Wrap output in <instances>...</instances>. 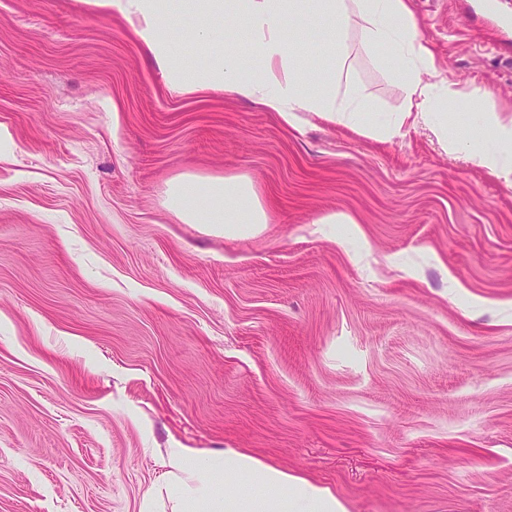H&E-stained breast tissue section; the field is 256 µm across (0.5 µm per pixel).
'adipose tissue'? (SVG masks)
<instances>
[{
  "instance_id": "ef3b65f1",
  "label": "adipose tissue",
  "mask_w": 512,
  "mask_h": 512,
  "mask_svg": "<svg viewBox=\"0 0 512 512\" xmlns=\"http://www.w3.org/2000/svg\"><path fill=\"white\" fill-rule=\"evenodd\" d=\"M102 13H117L130 21L135 33L154 56L165 85L192 93L212 89L253 101L295 124L301 112L377 139L389 140L403 128L441 126V106L481 113L495 132L486 140L481 130L449 138L448 149L466 150L471 161L512 183V124H501L492 93L476 87L463 93L441 78L434 55L420 34L406 0H195L201 23L197 39H207L228 18L244 21L251 34L254 62L227 53L213 67L198 73L180 65L163 28L170 19L169 0H85ZM310 14L336 37H344L354 21H361V37L371 45L389 46L398 62L396 74L404 101L392 119L374 123L366 101L354 87L336 93L332 83H315L304 52L301 31L288 29L292 16ZM166 208L188 224H217L225 234L248 235L253 225L267 223V213L253 183L241 176L176 178L166 194ZM163 486L170 512H347L328 489L266 466L258 460L227 451L198 458L188 448L170 449ZM252 476L258 494L242 498L230 484Z\"/></svg>"
}]
</instances>
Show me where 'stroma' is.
Instances as JSON below:
<instances>
[{
  "instance_id": "obj_1",
  "label": "stroma",
  "mask_w": 512,
  "mask_h": 512,
  "mask_svg": "<svg viewBox=\"0 0 512 512\" xmlns=\"http://www.w3.org/2000/svg\"><path fill=\"white\" fill-rule=\"evenodd\" d=\"M512 122V0H408ZM167 30L186 68L193 0ZM337 92L404 91L351 30ZM244 176L230 238L163 205ZM346 214L348 224L324 223ZM233 449L348 512H512V183L424 125L381 141L168 89L119 15L0 0V512H143L170 449ZM164 204L187 224H217L234 237L252 232L250 224L268 222L253 183L241 176L181 175L172 182Z\"/></svg>"
}]
</instances>
